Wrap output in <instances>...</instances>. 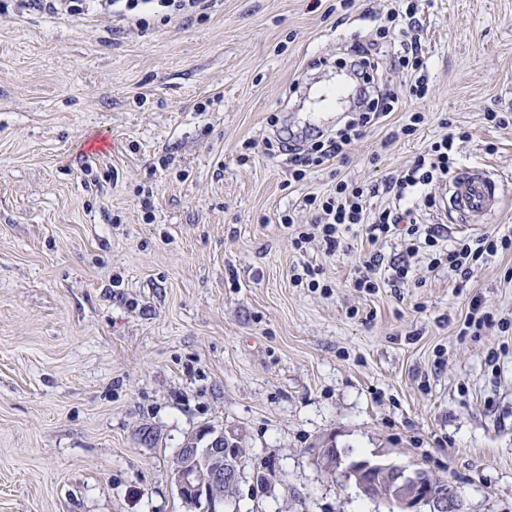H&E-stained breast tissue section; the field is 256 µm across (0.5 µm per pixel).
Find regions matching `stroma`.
I'll return each mask as SVG.
<instances>
[{
    "label": "stroma",
    "instance_id": "obj_1",
    "mask_svg": "<svg viewBox=\"0 0 512 512\" xmlns=\"http://www.w3.org/2000/svg\"><path fill=\"white\" fill-rule=\"evenodd\" d=\"M207 4L138 27L0 0V512H185L170 470L211 428L243 435L240 512H399L320 466L330 436L512 512V250L465 281L420 254L366 294L360 228L330 254L279 222L454 124L459 166L503 180L482 232L512 236V0H424L427 96L294 184L267 141L393 0ZM306 264L320 288L294 285ZM475 298L493 324L471 336Z\"/></svg>",
    "mask_w": 512,
    "mask_h": 512
}]
</instances>
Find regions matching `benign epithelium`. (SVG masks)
<instances>
[{
	"instance_id": "benign-epithelium-1",
	"label": "benign epithelium",
	"mask_w": 512,
	"mask_h": 512,
	"mask_svg": "<svg viewBox=\"0 0 512 512\" xmlns=\"http://www.w3.org/2000/svg\"><path fill=\"white\" fill-rule=\"evenodd\" d=\"M242 438L233 431H209L186 440L171 471V480L187 508L224 512V498L240 492ZM322 468L355 484L368 499L395 502L400 512H464L447 483L435 481L423 468L409 469L378 455L351 461L336 451L334 438L316 448Z\"/></svg>"
}]
</instances>
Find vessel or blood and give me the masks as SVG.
<instances>
[{
	"mask_svg": "<svg viewBox=\"0 0 512 512\" xmlns=\"http://www.w3.org/2000/svg\"><path fill=\"white\" fill-rule=\"evenodd\" d=\"M501 182L480 166L460 168L450 179L439 202L441 215H454L459 227L478 229L496 215L502 203Z\"/></svg>",
	"mask_w": 512,
	"mask_h": 512,
	"instance_id": "b4317fda",
	"label": "vessel or blood"
}]
</instances>
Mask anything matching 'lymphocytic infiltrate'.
I'll use <instances>...</instances> for the list:
<instances>
[{
  "instance_id": "f902f5d3",
  "label": "lymphocytic infiltrate",
  "mask_w": 512,
  "mask_h": 512,
  "mask_svg": "<svg viewBox=\"0 0 512 512\" xmlns=\"http://www.w3.org/2000/svg\"><path fill=\"white\" fill-rule=\"evenodd\" d=\"M205 2L103 0V5L115 20L142 27L150 17L159 16L167 20L175 15L193 13L204 9ZM418 28L417 8L409 4L389 10L371 40L351 45L349 64L357 89V110L349 115L336 133L313 135L310 152H298L296 135L279 138L277 150H285L292 155L293 181H304L313 169L324 164L344 162L347 146L363 137L367 128L388 117L400 97L420 99L426 95L428 86L420 74L427 68V59ZM386 44L396 45L391 63L394 69L407 76L406 82L397 91L383 83L379 74L380 49ZM468 137L469 133L464 128H451L447 134L429 143L400 175L363 185L341 179L328 194L306 195L303 207L310 212L311 220L294 238V245L299 247L317 239L323 242L326 251L333 252L341 246L345 233L352 225H364L366 240L372 246L373 253L359 269L353 286L370 294L385 285L397 288L407 283L411 260L423 247L431 253L429 268L445 265L449 270L460 273L461 277H468L472 267L479 262L512 248V238L480 234L447 247L442 243L441 226L420 228L411 218V209L404 206L405 200L412 195L425 192L448 178L456 164L455 144ZM381 196L390 197L391 205H375V198ZM398 234L403 235L406 241V252L397 260L385 261L380 248L386 239Z\"/></svg>"
}]
</instances>
